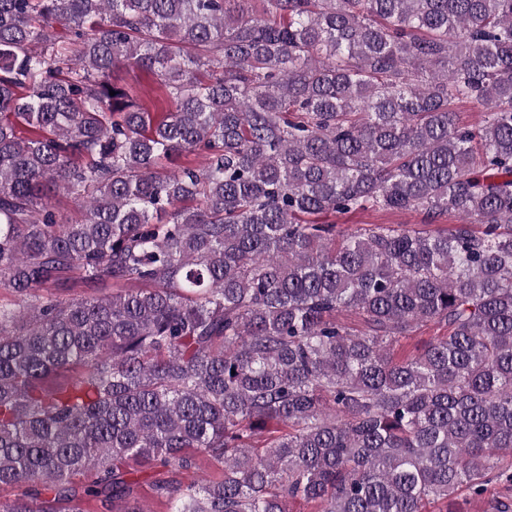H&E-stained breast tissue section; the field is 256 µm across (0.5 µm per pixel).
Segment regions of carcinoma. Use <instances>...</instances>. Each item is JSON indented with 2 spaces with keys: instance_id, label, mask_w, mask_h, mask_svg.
Listing matches in <instances>:
<instances>
[{
  "instance_id": "cac0c4a2",
  "label": "carcinoma",
  "mask_w": 512,
  "mask_h": 512,
  "mask_svg": "<svg viewBox=\"0 0 512 512\" xmlns=\"http://www.w3.org/2000/svg\"><path fill=\"white\" fill-rule=\"evenodd\" d=\"M231 2L0 0V512H110L143 463L165 512L512 485V0ZM370 208L458 223L316 220ZM114 80L128 87L131 93L150 112H165L168 104L164 101L157 85L136 69L120 68L113 73ZM448 329H440L435 325H427L421 327L410 334L409 337L403 339L401 346L397 348V355L409 354L416 352L417 349H422L434 336H446Z\"/></svg>"
}]
</instances>
